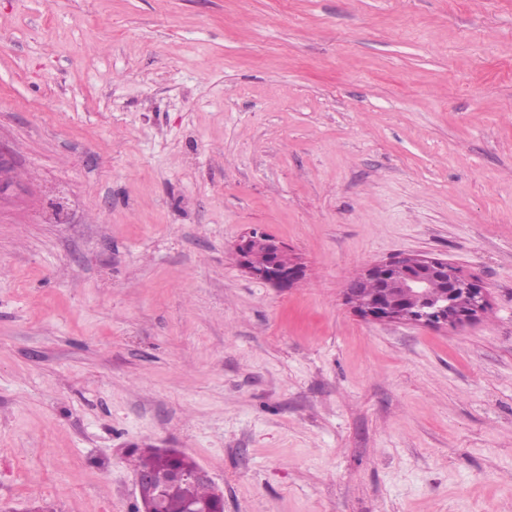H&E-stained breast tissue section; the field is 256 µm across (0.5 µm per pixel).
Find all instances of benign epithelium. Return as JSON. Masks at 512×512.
Masks as SVG:
<instances>
[{
  "label": "benign epithelium",
  "instance_id": "1",
  "mask_svg": "<svg viewBox=\"0 0 512 512\" xmlns=\"http://www.w3.org/2000/svg\"><path fill=\"white\" fill-rule=\"evenodd\" d=\"M18 177L12 163L0 148V200ZM240 266L252 279L286 288L299 276L300 268L290 257L288 247L264 232L253 230L235 246ZM437 286V297L428 289ZM347 298L365 318L385 321H412L432 326L459 327L483 313L487 292L473 278L462 275L445 259L399 255L370 267L362 281L346 288ZM172 480L214 483L201 466L192 470L177 467L169 472ZM140 496L159 498L160 488L147 473L137 474Z\"/></svg>",
  "mask_w": 512,
  "mask_h": 512
}]
</instances>
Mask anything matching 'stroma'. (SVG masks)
Segmentation results:
<instances>
[{"mask_svg": "<svg viewBox=\"0 0 512 512\" xmlns=\"http://www.w3.org/2000/svg\"><path fill=\"white\" fill-rule=\"evenodd\" d=\"M0 147V512H137L134 444L224 512H512V0H0ZM400 254L485 312L362 317ZM235 252L241 268L254 280L285 288L299 276L300 268L290 257L287 246L264 232H249L236 244Z\"/></svg>", "mask_w": 512, "mask_h": 512, "instance_id": "obj_1", "label": "stroma"}]
</instances>
